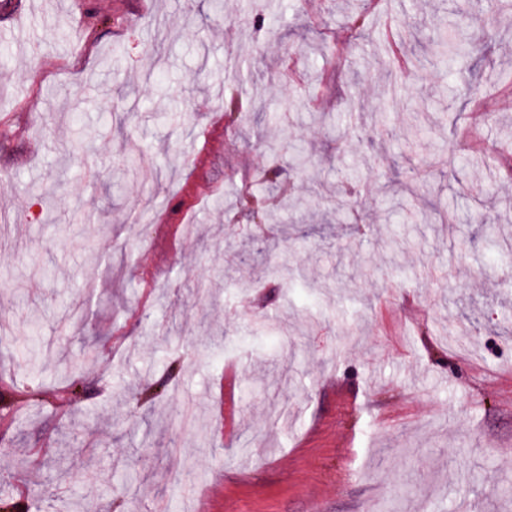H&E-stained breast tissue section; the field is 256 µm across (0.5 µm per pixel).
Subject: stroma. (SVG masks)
Here are the masks:
<instances>
[{
  "label": "stroma",
  "mask_w": 512,
  "mask_h": 512,
  "mask_svg": "<svg viewBox=\"0 0 512 512\" xmlns=\"http://www.w3.org/2000/svg\"><path fill=\"white\" fill-rule=\"evenodd\" d=\"M325 4L0 0V490L24 512H512V281L489 266L512 10ZM273 137L314 162L285 174V240L236 203ZM348 171L361 234L326 204Z\"/></svg>",
  "instance_id": "1"
}]
</instances>
